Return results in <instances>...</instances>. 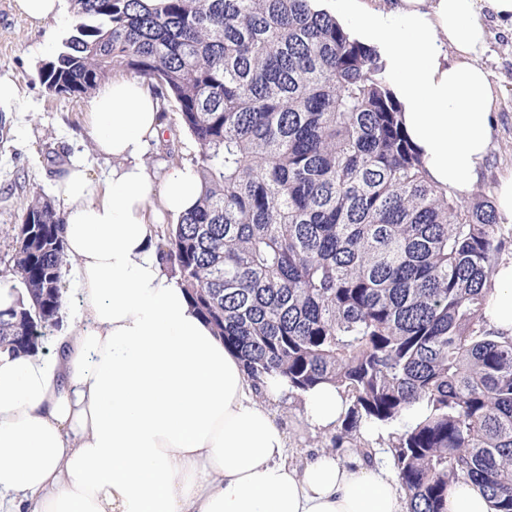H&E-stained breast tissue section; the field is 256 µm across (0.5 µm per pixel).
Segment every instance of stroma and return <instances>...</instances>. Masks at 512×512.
<instances>
[{"label": "stroma", "instance_id": "obj_1", "mask_svg": "<svg viewBox=\"0 0 512 512\" xmlns=\"http://www.w3.org/2000/svg\"><path fill=\"white\" fill-rule=\"evenodd\" d=\"M488 50L481 62L497 93L493 107L495 135L476 191L494 198L502 178L512 175V35L502 32L494 17H487ZM70 26L50 22L35 29L14 8V0H0V76L11 78L20 91L21 111H8L0 127V275L6 271L12 228L19 223L23 205L33 187L51 188L56 174L72 153L85 156L89 173L102 178L112 167L99 156L89 131L83 98L63 100L51 95L38 72L43 64L39 47L47 36L63 40ZM164 137L175 146L167 158L151 146L145 161L156 175L174 161H189L196 145L181 128L175 112L165 115ZM288 428L287 462L301 465L326 451L329 435L316 431L304 418L298 396H289L275 409Z\"/></svg>", "mask_w": 512, "mask_h": 512}]
</instances>
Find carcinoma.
<instances>
[{
  "instance_id": "1",
  "label": "carcinoma",
  "mask_w": 512,
  "mask_h": 512,
  "mask_svg": "<svg viewBox=\"0 0 512 512\" xmlns=\"http://www.w3.org/2000/svg\"><path fill=\"white\" fill-rule=\"evenodd\" d=\"M316 3L70 0L39 78L70 99L123 72L177 109L201 196L158 250L254 383L335 386L333 448L417 406L385 441L409 512H448L466 480L512 512V335L486 319L512 228L430 179L377 51ZM65 261L38 187L14 226L1 350L43 348Z\"/></svg>"
}]
</instances>
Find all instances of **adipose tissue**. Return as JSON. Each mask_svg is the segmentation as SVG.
Here are the masks:
<instances>
[{
  "label": "adipose tissue",
  "mask_w": 512,
  "mask_h": 512,
  "mask_svg": "<svg viewBox=\"0 0 512 512\" xmlns=\"http://www.w3.org/2000/svg\"><path fill=\"white\" fill-rule=\"evenodd\" d=\"M333 9L378 47L432 181L470 194L494 133L483 14L512 29V0H334ZM87 113L112 169L97 180L75 157L53 185L79 325L52 357L0 352V512H407L384 467L328 452L288 465V432L270 410L286 383L248 381L157 250L164 218L193 209L200 184L190 165L158 181L145 164L165 130L156 99L115 78ZM486 316L512 334V261L497 269ZM346 409L330 385L303 395L306 420L324 432Z\"/></svg>",
  "instance_id": "1"
}]
</instances>
